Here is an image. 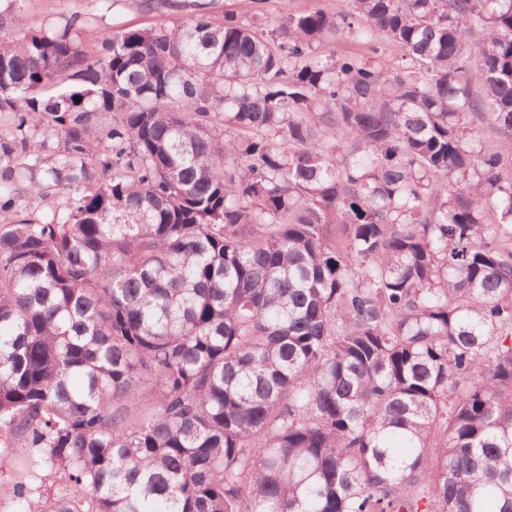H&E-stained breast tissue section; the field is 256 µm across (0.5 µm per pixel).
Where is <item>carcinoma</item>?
I'll return each instance as SVG.
<instances>
[{
  "label": "carcinoma",
  "instance_id": "1",
  "mask_svg": "<svg viewBox=\"0 0 512 512\" xmlns=\"http://www.w3.org/2000/svg\"><path fill=\"white\" fill-rule=\"evenodd\" d=\"M89 23L0 0L19 512H512V0Z\"/></svg>",
  "mask_w": 512,
  "mask_h": 512
}]
</instances>
